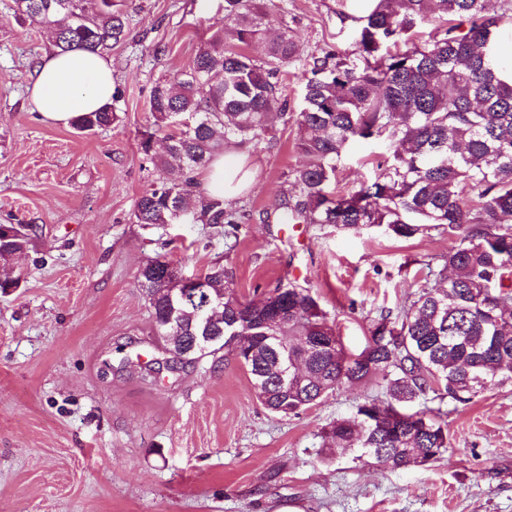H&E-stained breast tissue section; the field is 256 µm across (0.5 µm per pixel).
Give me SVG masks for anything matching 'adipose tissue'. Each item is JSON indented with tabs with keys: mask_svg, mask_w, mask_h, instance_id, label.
Listing matches in <instances>:
<instances>
[{
	"mask_svg": "<svg viewBox=\"0 0 512 512\" xmlns=\"http://www.w3.org/2000/svg\"><path fill=\"white\" fill-rule=\"evenodd\" d=\"M113 94L111 59L74 50L52 52L40 58L30 88V101L43 121L66 126L78 115L110 102ZM249 180L243 155L232 148L217 155L200 176L209 196L224 198L237 194Z\"/></svg>",
	"mask_w": 512,
	"mask_h": 512,
	"instance_id": "1",
	"label": "adipose tissue"
}]
</instances>
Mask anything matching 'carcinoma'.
<instances>
[{"label": "carcinoma", "mask_w": 512, "mask_h": 512, "mask_svg": "<svg viewBox=\"0 0 512 512\" xmlns=\"http://www.w3.org/2000/svg\"><path fill=\"white\" fill-rule=\"evenodd\" d=\"M31 22L53 29L55 49L104 54L127 34L125 15L113 0H15ZM225 29L195 56L189 69L156 84L149 100L153 131L142 135L141 152L180 179L146 189L136 200L137 224L225 225L224 240L237 237L238 223L222 198L207 196L198 171L234 140H259L274 119L293 120L296 145L307 162L291 172L295 201H281L283 224L378 226L399 238L429 228H448V249L433 285H425L396 317L371 320L367 346L345 350L334 323L306 288L271 290L281 316L239 300L224 280V266L204 274L207 288L185 300L179 267L156 257L139 270V286L163 336L173 318L191 341L203 336L197 311L205 300L224 301V315L208 321L223 340L190 353L199 359L224 349L251 375L259 401L286 417L345 384L379 380L385 399L358 405L354 419L323 428L322 458L353 451L355 459L390 470L425 466L448 453L445 401L466 404L502 384L512 369V82L500 74L512 63L501 31L512 25V4L494 0H376L365 16L352 18L354 50L330 49L305 71L301 108L287 105L279 66L299 57L288 36L269 43L264 57L248 49L261 35L262 12L253 0H224ZM426 21L435 35L414 38ZM112 104L72 121L79 132L110 127ZM166 150L154 151L156 133ZM386 138L392 150L378 163L381 173L355 191L337 188L347 145ZM0 224V266L24 252L30 236ZM270 324L262 326L264 318ZM288 340L304 356L303 383L283 391L276 360L263 336ZM336 336L333 343L321 338ZM433 406L413 411L416 401Z\"/></svg>", "instance_id": "1"}]
</instances>
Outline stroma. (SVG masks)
Returning <instances> with one entry per match:
<instances>
[{
    "mask_svg": "<svg viewBox=\"0 0 512 512\" xmlns=\"http://www.w3.org/2000/svg\"><path fill=\"white\" fill-rule=\"evenodd\" d=\"M267 37L300 46L285 65L288 112L301 73L328 48L353 49L341 15L364 0H254ZM128 35L109 53L119 121L89 135L43 123L28 88L52 51L49 28L0 0V224L35 230L13 262L17 287L0 290V512H512V382L473 403L446 404L450 448L425 467L390 471L350 453L322 461L321 430L382 398L377 382L344 386L285 418L257 399L227 351L169 360L138 272L162 256L183 275L221 264L236 296L278 285L309 289L348 352L369 323L398 314L452 244L437 229L401 239L372 226L283 224L304 163L293 125L274 123L242 146L252 184L228 201L234 248L209 224L135 223L134 205L165 179L139 148L152 127L153 87L188 68L224 24V0H121ZM382 140L352 143L341 190L378 173Z\"/></svg>",
    "mask_w": 512,
    "mask_h": 512,
    "instance_id": "35a3bbf8",
    "label": "stroma"
}]
</instances>
